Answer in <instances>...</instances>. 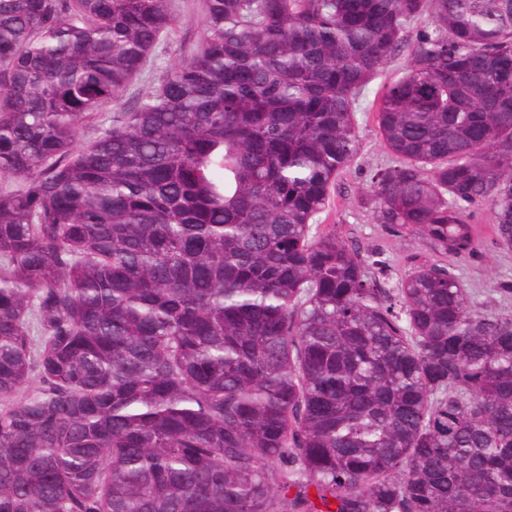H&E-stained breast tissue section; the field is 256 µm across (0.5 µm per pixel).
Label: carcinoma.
<instances>
[{
	"instance_id": "carcinoma-1",
	"label": "carcinoma",
	"mask_w": 512,
	"mask_h": 512,
	"mask_svg": "<svg viewBox=\"0 0 512 512\" xmlns=\"http://www.w3.org/2000/svg\"><path fill=\"white\" fill-rule=\"evenodd\" d=\"M176 23L0 0V512H512V314L314 223L405 52L365 204L512 248V0H204L120 105ZM171 7L177 19L175 30L161 40L153 65L124 88L121 103H132L153 86L156 66H168L196 48L204 14L203 0H172Z\"/></svg>"
}]
</instances>
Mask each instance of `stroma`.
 Returning a JSON list of instances; mask_svg holds the SVG:
<instances>
[{
  "instance_id": "obj_1",
  "label": "stroma",
  "mask_w": 512,
  "mask_h": 512,
  "mask_svg": "<svg viewBox=\"0 0 512 512\" xmlns=\"http://www.w3.org/2000/svg\"><path fill=\"white\" fill-rule=\"evenodd\" d=\"M177 19L174 31L161 40L155 52L153 66L147 69L121 93V100L132 103L154 84L156 67L168 66L175 60L191 54L198 42L203 18V0H172ZM380 87L372 82L358 101L355 114L360 138L357 159L337 178L325 210L317 222L321 226H335L345 240L359 244L362 253L380 252L386 260L388 287H395L406 270L408 255L432 260L436 254L428 240L419 235L396 234L380 224L372 209L360 200L369 192L370 172L377 165L389 162L390 154L379 134L372 102ZM454 273L470 289L475 302H490L492 309L512 313V295H501L497 287L502 281H512V250L492 247L489 241H480L475 257L452 261Z\"/></svg>"
}]
</instances>
